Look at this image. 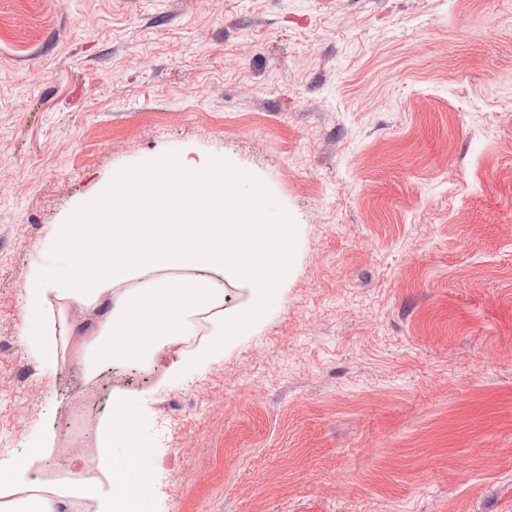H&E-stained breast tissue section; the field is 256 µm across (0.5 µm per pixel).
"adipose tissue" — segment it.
Returning <instances> with one entry per match:
<instances>
[{
	"mask_svg": "<svg viewBox=\"0 0 512 512\" xmlns=\"http://www.w3.org/2000/svg\"><path fill=\"white\" fill-rule=\"evenodd\" d=\"M263 189L222 163L190 167L170 159L113 178L107 193L83 205L73 223L59 225L65 268L48 267L27 282L25 332L42 355L55 350V325L44 323L48 296L99 310L95 337L80 356L85 368L190 357L179 345L194 318L210 314L214 329L202 348L213 357L224 340L247 331L278 298L288 272V224L271 217ZM244 283L249 301L225 317L223 276ZM111 419L98 430L97 465L137 449L142 469L153 457L141 447L136 410L124 396L112 400ZM19 485L0 487V512H58L59 499L34 495L38 471L19 464Z\"/></svg>",
	"mask_w": 512,
	"mask_h": 512,
	"instance_id": "adipose-tissue-1",
	"label": "adipose tissue"
}]
</instances>
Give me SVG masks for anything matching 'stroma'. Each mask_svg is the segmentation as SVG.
Returning a JSON list of instances; mask_svg holds the SVG:
<instances>
[{
  "label": "stroma",
  "instance_id": "stroma-1",
  "mask_svg": "<svg viewBox=\"0 0 512 512\" xmlns=\"http://www.w3.org/2000/svg\"><path fill=\"white\" fill-rule=\"evenodd\" d=\"M171 158L287 216L278 302L172 372L38 353L57 226ZM116 392L150 512H512V0H0V466Z\"/></svg>",
  "mask_w": 512,
  "mask_h": 512
}]
</instances>
